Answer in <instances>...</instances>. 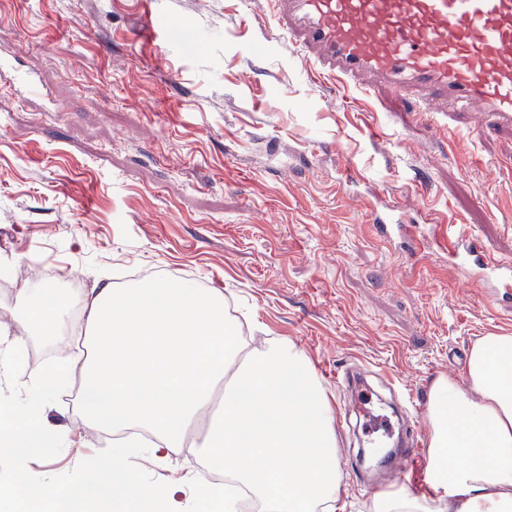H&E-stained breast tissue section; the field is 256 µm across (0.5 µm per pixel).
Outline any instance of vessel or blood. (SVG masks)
Returning <instances> with one entry per match:
<instances>
[{
  "label": "vessel or blood",
  "mask_w": 512,
  "mask_h": 512,
  "mask_svg": "<svg viewBox=\"0 0 512 512\" xmlns=\"http://www.w3.org/2000/svg\"><path fill=\"white\" fill-rule=\"evenodd\" d=\"M281 33L318 75L343 85L363 76L387 83L425 112L483 106L484 124L512 125V0H267ZM389 236L417 239L415 226L377 217ZM450 258L487 276L486 295H512V260L501 261L477 244L440 236ZM360 366L344 373L348 409L369 429L373 447L420 432L421 421L391 420L379 412ZM389 478L405 481L423 471L419 442L389 461Z\"/></svg>",
  "instance_id": "b4317fda"
}]
</instances>
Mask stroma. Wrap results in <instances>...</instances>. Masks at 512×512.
<instances>
[{
  "label": "stroma",
  "instance_id": "stroma-1",
  "mask_svg": "<svg viewBox=\"0 0 512 512\" xmlns=\"http://www.w3.org/2000/svg\"><path fill=\"white\" fill-rule=\"evenodd\" d=\"M0 55L47 90L23 102L0 77L7 306L53 268L83 291L132 272L215 289L302 350L339 413L336 371L361 362L392 375L397 399L423 396L461 375L478 337L512 333V303L482 299L431 229L512 259L511 130L309 77L264 0H0ZM385 208L422 225L419 248L377 232ZM44 419L70 433L52 465L27 462L46 482L109 445L71 389ZM337 442L342 512H364L368 439L354 426Z\"/></svg>",
  "mask_w": 512,
  "mask_h": 512
}]
</instances>
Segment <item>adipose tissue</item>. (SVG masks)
I'll return each instance as SVG.
<instances>
[{
	"instance_id": "ef3b65f1",
	"label": "adipose tissue",
	"mask_w": 512,
	"mask_h": 512,
	"mask_svg": "<svg viewBox=\"0 0 512 512\" xmlns=\"http://www.w3.org/2000/svg\"><path fill=\"white\" fill-rule=\"evenodd\" d=\"M19 294L21 332L0 343V370L19 363L33 336L77 331L92 354L78 366L33 370L23 406L0 407V458L18 464L6 496L24 484L47 512H147L157 501L165 512H185L191 491L239 512L247 493L258 512H337L345 485L334 409L310 359L290 344L249 348L220 293L165 280L68 290L48 306L38 290ZM75 381L85 418L112 436V451L62 487L31 481L28 458L52 463L44 444L68 437L44 414ZM426 416L429 493L389 489L371 497L369 512H512V333L480 337L460 377L436 378ZM140 431L154 437L155 464L181 450L223 472L224 486L189 473L143 482L130 463ZM453 453L463 466L449 467Z\"/></svg>"
}]
</instances>
